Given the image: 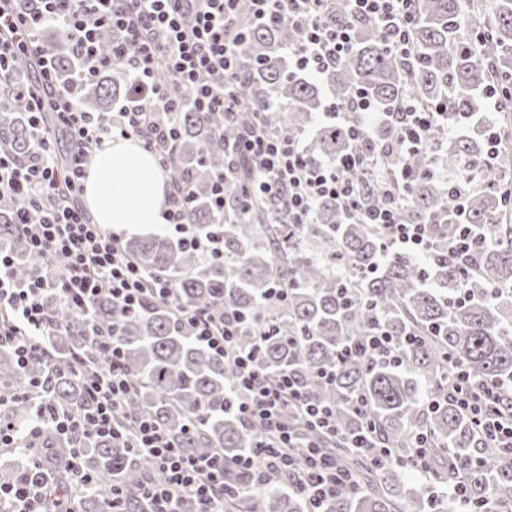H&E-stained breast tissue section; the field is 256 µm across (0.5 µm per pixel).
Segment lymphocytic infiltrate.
Returning <instances> with one entry per match:
<instances>
[{
  "label": "lymphocytic infiltrate",
  "instance_id": "1",
  "mask_svg": "<svg viewBox=\"0 0 512 512\" xmlns=\"http://www.w3.org/2000/svg\"><path fill=\"white\" fill-rule=\"evenodd\" d=\"M240 0H0V83L8 82L11 68L24 59L36 61L38 82L22 88L28 104V125L35 149L28 159H16L0 144V196L17 195L25 204L15 222L26 232L31 252L55 260L53 266L34 270L25 286L11 276L13 259L0 251V348H9L18 365L35 352L34 337L44 335L50 320L42 297L54 290L83 308L108 296L123 309L141 306L147 296L171 301L174 290L163 280H151L125 256L120 235L95 224L79 202L94 150L112 136L137 138L168 168L171 147L179 137L178 115L191 111L221 115L232 122L242 104L243 69L235 52L249 32L237 21ZM252 18L263 23H285L300 33L288 46L290 72L321 79L352 50L353 24L374 23L392 51L411 54L409 34L417 19V0H348L346 20L330 17V0H247ZM63 33L80 67L68 85H59L55 64L37 44L40 31ZM111 31L112 46L102 49L99 36ZM122 68L136 85L138 96L113 112H87L78 105L86 83L102 71ZM165 69L174 86L154 84L153 75ZM374 105L353 94L350 105L329 102L326 121L347 126L356 134L374 114ZM395 126L389 148L400 155L432 146L441 126L439 115L423 112L411 103L387 113ZM68 143L66 157L56 151L58 135ZM255 171L243 186L241 203L259 194L288 197L294 223L311 224L316 205L325 197L336 200L346 216L360 224L382 228L390 249L418 257L430 251L429 229L402 221L409 204L406 194L385 190L383 207L370 210L361 202L355 174L376 165L375 150L351 148L333 157L310 161L299 138L271 130L266 111L242 133L233 148ZM190 191L171 189L163 218L177 238L205 259L224 258V230L199 237L189 221ZM179 321L194 339L223 355L236 375L234 413L259 429L257 442L245 463L252 468L256 486L286 483L319 500L347 483V474L324 448L309 449L295 457L290 449L298 431L319 437L336 434V422L327 407L307 400L288 373L268 377L260 363L264 333L248 319L183 309ZM101 368L89 381L88 400L76 410L41 412L42 420L61 433L109 438L135 452L150 456L157 476L146 484L145 512H179L184 500L194 501L197 512H224L227 492L222 460L197 458L176 448L168 430L151 417L130 414L134 382L125 372L119 346L111 332L96 334ZM451 395L471 425L494 448L512 447V388L474 383L456 370ZM300 412L298 428L283 419L287 406ZM44 480L29 477L0 483V507L9 512H69L63 503L48 507Z\"/></svg>",
  "mask_w": 512,
  "mask_h": 512
}]
</instances>
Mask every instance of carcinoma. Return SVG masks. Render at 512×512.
I'll list each match as a JSON object with an SVG mask.
<instances>
[{
    "instance_id": "obj_1",
    "label": "carcinoma",
    "mask_w": 512,
    "mask_h": 512,
    "mask_svg": "<svg viewBox=\"0 0 512 512\" xmlns=\"http://www.w3.org/2000/svg\"><path fill=\"white\" fill-rule=\"evenodd\" d=\"M241 21L251 29L250 39L238 48L245 72L242 108L227 125L199 112L181 113L169 168L170 182L187 185L195 195L191 222L202 237L216 222L209 206L210 178L224 169L232 143L269 100L275 103L269 109L271 126L296 136L312 124L326 92L343 103L359 91L380 112L394 110L407 95L420 107L440 106L444 121L461 130L448 139L446 150L448 163L456 166L486 155L487 139H473L462 130L484 112L488 89H512V0L487 5L472 0L469 10L462 0H419L408 62L388 49L377 26L359 22L353 50L319 81L288 74L284 50L299 41L297 30L286 23L256 26L246 13ZM64 40L60 34L45 45L63 82L77 67ZM134 94L132 81L115 68L112 79L86 87L80 102L85 111L106 112ZM26 113V100L16 95L0 109V142L19 158L33 151ZM392 138L393 128L384 122L360 130L354 143L346 126L324 124L306 153L319 160L351 143L379 148ZM433 158L431 148L406 157L384 153L378 169L357 175L366 186L363 205L370 207L385 202L376 182L391 178L402 165L420 173L401 217L429 224L431 250L425 260L408 254L384 257L379 229L350 221L331 198L317 204L314 224L288 223V201L282 197L265 196L241 211V185L251 167L239 160L226 184L224 260L206 261L177 239L157 233L123 242L142 270L172 284L178 304L242 313L273 326L262 341L263 368L271 375L292 373L307 399L332 409L338 432L333 453L352 475L351 483L322 502V512H452L453 503L430 495L429 488L453 483L458 473L471 497L490 507L512 491V469L486 449L485 440L446 398L452 361L477 381L512 382V182L499 177L467 195L460 215L451 186L426 174ZM21 204L18 196L0 200V250L13 257L19 284L35 267L53 263L49 256L34 257L25 232L13 223ZM462 222L486 235L477 240L476 272L467 282L464 302L457 300L460 282L448 264V241ZM308 240L317 243L319 255L309 254ZM275 284L285 287L284 299L269 297ZM43 301L52 329L49 336L34 337L41 351L20 367L11 351L0 350V380L14 390L9 422L22 429L32 419L28 393L37 383L52 407L85 404L84 377L95 363L92 336L109 327L126 370L137 381L135 409L164 425L182 450L223 455L224 479L236 491L224 504L227 512H309L305 494L276 482L257 489L249 470L238 465L257 434L226 408L233 400L234 373L224 357L197 343L175 321L168 305L152 301L130 313L100 297L84 311L55 291L46 292ZM376 328L395 339L399 363L346 354ZM75 353L85 358L78 371L63 363ZM359 394L368 408L362 415L352 407ZM359 430L397 457L376 465L368 453L347 447L343 435ZM419 434L434 444L435 453L428 458L425 483L412 484L397 465L405 463ZM76 448L95 480L74 495L72 512H112L114 483L125 490L126 512H142L145 478L153 470L149 456L115 442L68 437L48 425L40 430L37 447L14 451L16 463L0 474V481L26 471L56 478Z\"/></svg>"
}]
</instances>
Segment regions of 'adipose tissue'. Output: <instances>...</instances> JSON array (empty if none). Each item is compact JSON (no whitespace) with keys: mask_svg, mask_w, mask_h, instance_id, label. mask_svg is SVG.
I'll use <instances>...</instances> for the list:
<instances>
[{"mask_svg":"<svg viewBox=\"0 0 512 512\" xmlns=\"http://www.w3.org/2000/svg\"><path fill=\"white\" fill-rule=\"evenodd\" d=\"M166 178L153 156L135 142L104 141L85 180V201L96 223L124 234H137L162 223Z\"/></svg>","mask_w":512,"mask_h":512,"instance_id":"adipose-tissue-1","label":"adipose tissue"}]
</instances>
